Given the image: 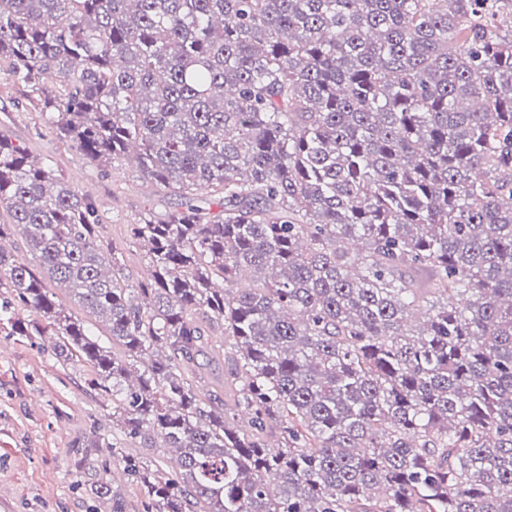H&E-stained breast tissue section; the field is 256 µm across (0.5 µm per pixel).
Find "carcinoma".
<instances>
[{
	"label": "carcinoma",
	"mask_w": 512,
	"mask_h": 512,
	"mask_svg": "<svg viewBox=\"0 0 512 512\" xmlns=\"http://www.w3.org/2000/svg\"><path fill=\"white\" fill-rule=\"evenodd\" d=\"M0 79L182 201L133 225L135 287L95 200L0 133V237L37 262L0 250L11 332L179 451L175 479L112 455L156 512H512V0H0Z\"/></svg>",
	"instance_id": "cac0c4a2"
}]
</instances>
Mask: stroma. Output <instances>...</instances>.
<instances>
[{"mask_svg":"<svg viewBox=\"0 0 512 512\" xmlns=\"http://www.w3.org/2000/svg\"><path fill=\"white\" fill-rule=\"evenodd\" d=\"M21 99L17 88L0 81V132L96 200L105 216L103 234L122 253L131 284H138L148 258L131 226L145 213L178 208L179 197L146 180L131 157L105 173L93 168L45 117L21 108ZM87 374L82 364H60L50 339L14 336L9 326L0 327V512H94L99 501L90 480L76 475L77 450L98 437L106 445L97 449V460L111 464L126 512H150L151 502L112 454L137 457L168 474V451L126 435L112 420L111 397L91 390Z\"/></svg>","mask_w":512,"mask_h":512,"instance_id":"35a3bbf8","label":"stroma"}]
</instances>
